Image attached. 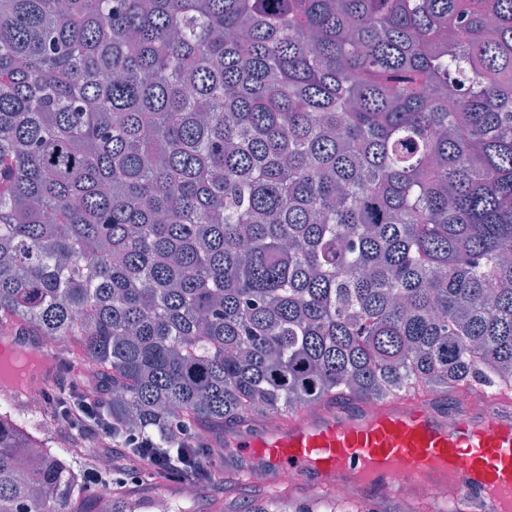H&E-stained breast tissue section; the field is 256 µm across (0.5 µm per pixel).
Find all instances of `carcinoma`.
<instances>
[{
  "mask_svg": "<svg viewBox=\"0 0 512 512\" xmlns=\"http://www.w3.org/2000/svg\"><path fill=\"white\" fill-rule=\"evenodd\" d=\"M2 324L147 487L336 394L512 388V0H0ZM73 460L1 408L0 512H140Z\"/></svg>",
  "mask_w": 512,
  "mask_h": 512,
  "instance_id": "1",
  "label": "carcinoma"
}]
</instances>
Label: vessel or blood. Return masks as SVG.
<instances>
[{
    "mask_svg": "<svg viewBox=\"0 0 512 512\" xmlns=\"http://www.w3.org/2000/svg\"><path fill=\"white\" fill-rule=\"evenodd\" d=\"M224 444L301 494L344 481L357 490L395 494L413 487L431 498L447 481L476 491L478 512H512V399L468 408L443 396L398 394L383 401L350 397L225 433Z\"/></svg>",
    "mask_w": 512,
    "mask_h": 512,
    "instance_id": "1",
    "label": "vessel or blood"
}]
</instances>
